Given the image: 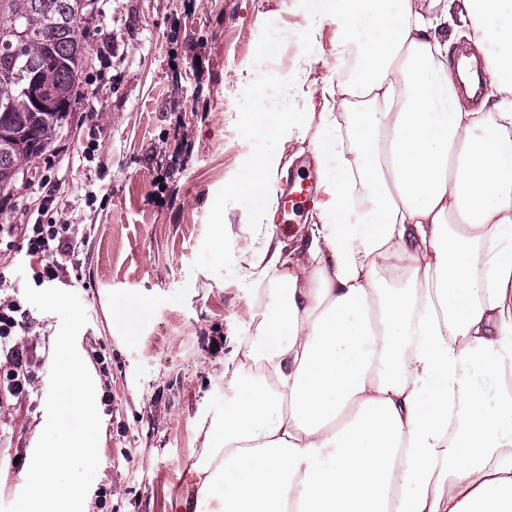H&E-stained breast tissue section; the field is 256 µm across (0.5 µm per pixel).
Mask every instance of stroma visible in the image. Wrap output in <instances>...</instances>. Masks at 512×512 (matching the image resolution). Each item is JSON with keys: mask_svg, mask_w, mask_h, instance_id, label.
Instances as JSON below:
<instances>
[{"mask_svg": "<svg viewBox=\"0 0 512 512\" xmlns=\"http://www.w3.org/2000/svg\"><path fill=\"white\" fill-rule=\"evenodd\" d=\"M79 36L91 48L67 127L28 164L30 179L0 193L1 224H34L47 185L81 245L58 289L76 293L88 322L79 354L97 381L99 467L84 512H186L202 421L233 393L224 358L251 339L248 304L276 300L271 279H243L248 244L241 170L262 148L247 117L295 114L285 153L314 169L298 86L303 0H97ZM263 50H256V42ZM230 229H223V222ZM144 306L136 338L112 306ZM35 394L0 410V504L17 498L46 416L56 314L28 308ZM104 354L100 370L96 354Z\"/></svg>", "mask_w": 512, "mask_h": 512, "instance_id": "1", "label": "stroma"}]
</instances>
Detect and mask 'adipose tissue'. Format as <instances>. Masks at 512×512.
<instances>
[{
	"instance_id": "obj_1",
	"label": "adipose tissue",
	"mask_w": 512,
	"mask_h": 512,
	"mask_svg": "<svg viewBox=\"0 0 512 512\" xmlns=\"http://www.w3.org/2000/svg\"><path fill=\"white\" fill-rule=\"evenodd\" d=\"M352 79L310 82L320 198L286 246L260 222L284 175H240L242 274L274 275L237 393L191 471L219 512H512V0H304ZM482 56L462 103L448 28ZM262 363V381L240 375Z\"/></svg>"
}]
</instances>
